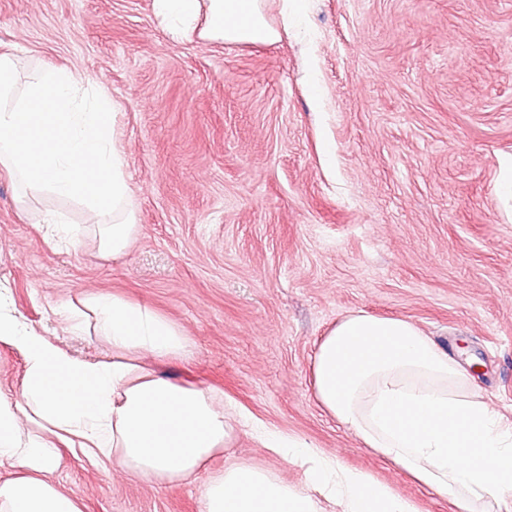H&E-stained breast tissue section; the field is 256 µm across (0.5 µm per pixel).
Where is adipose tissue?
<instances>
[{"mask_svg": "<svg viewBox=\"0 0 512 512\" xmlns=\"http://www.w3.org/2000/svg\"><path fill=\"white\" fill-rule=\"evenodd\" d=\"M175 31L242 45L279 30L262 0H153ZM62 313L95 328L108 360L73 358L31 329L0 293V344L16 349L19 388L0 393V512H82L53 479L61 448L163 485L205 469L234 426L209 391L156 376L149 360L184 358L182 329L148 305L94 294ZM318 404L363 446L415 483L447 495L452 512L512 505V423L478 394L461 363L413 323L352 313L319 339L311 365ZM263 448L304 468L297 486L231 461L204 486V512H419L417 503L305 439L260 430Z\"/></svg>", "mask_w": 512, "mask_h": 512, "instance_id": "adipose-tissue-1", "label": "adipose tissue"}]
</instances>
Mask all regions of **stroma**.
Masks as SVG:
<instances>
[{
    "mask_svg": "<svg viewBox=\"0 0 512 512\" xmlns=\"http://www.w3.org/2000/svg\"><path fill=\"white\" fill-rule=\"evenodd\" d=\"M276 43L177 35L153 0H0V52L98 81L113 104L139 231L112 257L69 249L41 221L82 206L20 205L0 173V286L72 355L112 349L59 314L109 293L183 328L190 356L159 375L222 393L268 428L413 498L448 500L363 448L316 403L318 339L346 314L400 317L481 363L478 391L512 419V0H305ZM242 460L291 484L301 469L239 426L208 469L160 486L67 448L55 479L83 512H203Z\"/></svg>",
    "mask_w": 512,
    "mask_h": 512,
    "instance_id": "1",
    "label": "stroma"
}]
</instances>
